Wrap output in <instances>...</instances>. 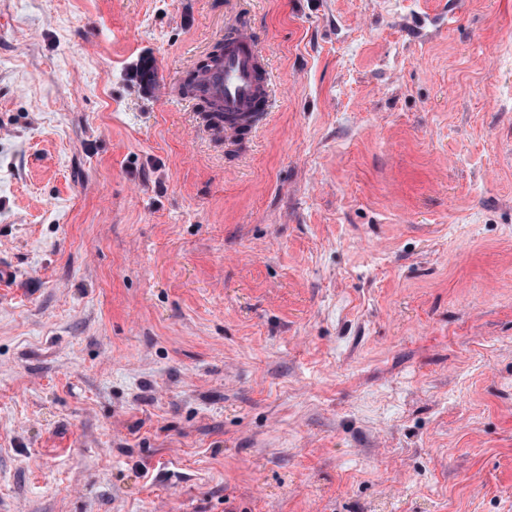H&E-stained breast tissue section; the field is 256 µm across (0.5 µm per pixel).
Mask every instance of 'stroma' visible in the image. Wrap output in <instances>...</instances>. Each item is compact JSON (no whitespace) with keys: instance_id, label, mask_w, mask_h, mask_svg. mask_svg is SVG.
<instances>
[{"instance_id":"1","label":"stroma","mask_w":512,"mask_h":512,"mask_svg":"<svg viewBox=\"0 0 512 512\" xmlns=\"http://www.w3.org/2000/svg\"><path fill=\"white\" fill-rule=\"evenodd\" d=\"M0 260V512H512V0H0ZM265 66L264 57L247 26H238L224 36L221 63L203 75L206 96L223 105L224 112L199 94L195 74L185 80V89L203 102L206 112H221L220 117H208L215 136L236 138L239 126L248 123L254 130L266 119L271 106V88ZM259 112L262 113L260 121L252 122Z\"/></svg>"}]
</instances>
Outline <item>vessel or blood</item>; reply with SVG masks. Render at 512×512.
Segmentation results:
<instances>
[{"mask_svg":"<svg viewBox=\"0 0 512 512\" xmlns=\"http://www.w3.org/2000/svg\"><path fill=\"white\" fill-rule=\"evenodd\" d=\"M203 83L207 97L224 107L211 119V130L217 137H236L239 126L270 109V78L247 27H237L225 35L224 58L204 74Z\"/></svg>","mask_w":512,"mask_h":512,"instance_id":"b4317fda","label":"vessel or blood"}]
</instances>
